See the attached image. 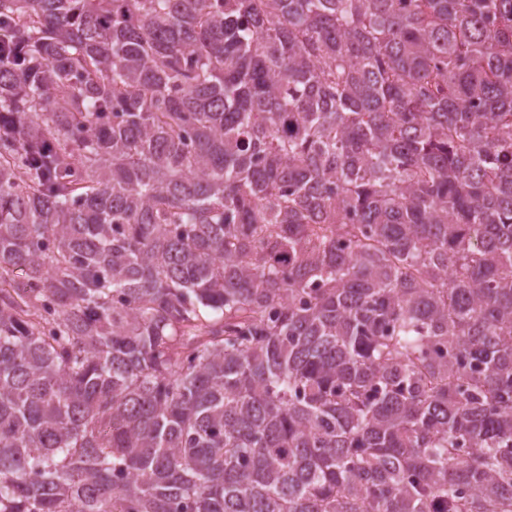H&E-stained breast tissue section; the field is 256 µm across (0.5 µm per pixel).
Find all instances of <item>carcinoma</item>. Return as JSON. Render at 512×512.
<instances>
[{
	"mask_svg": "<svg viewBox=\"0 0 512 512\" xmlns=\"http://www.w3.org/2000/svg\"><path fill=\"white\" fill-rule=\"evenodd\" d=\"M0 512H512V0H0Z\"/></svg>",
	"mask_w": 512,
	"mask_h": 512,
	"instance_id": "carcinoma-1",
	"label": "carcinoma"
}]
</instances>
